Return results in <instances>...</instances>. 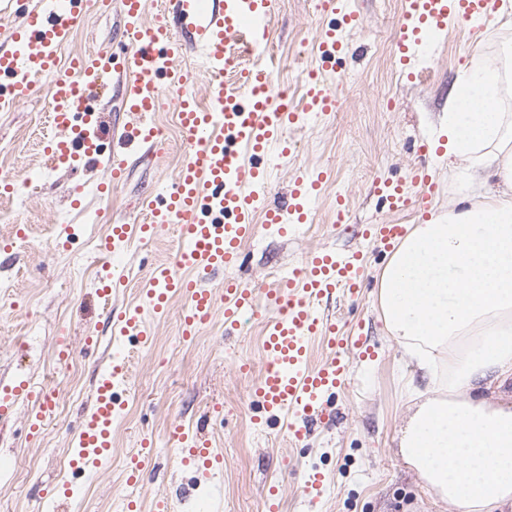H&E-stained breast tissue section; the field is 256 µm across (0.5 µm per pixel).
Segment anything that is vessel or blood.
Here are the masks:
<instances>
[{
  "label": "vessel or blood",
  "instance_id": "b4317fda",
  "mask_svg": "<svg viewBox=\"0 0 512 512\" xmlns=\"http://www.w3.org/2000/svg\"><path fill=\"white\" fill-rule=\"evenodd\" d=\"M92 0H37L7 46L0 47V107H14L38 90H45L52 120L44 154L49 160L85 166L106 164L97 135L88 126L95 116L87 103L103 74L126 75L124 107L131 120L124 131L133 149L155 152L151 116L164 97L177 104V124L192 151L174 182L160 199L149 201L144 224H115L108 248L126 245L132 234L151 240L159 227L177 225L179 251L172 263L152 270L146 305L160 314L173 296L185 301L182 333L191 337L223 311L224 323L237 328L243 314L261 321L267 365L254 388V397L268 416H287L288 435L301 443L311 425L331 414L330 398L350 376L344 355L347 346L363 349V339L348 341L335 322L321 316L319 306L338 293L353 298L361 291L362 252L337 254L323 248L308 254L301 267L278 279L264 296L241 282L227 280L223 288L206 287L205 279L220 269L234 270L242 262V244L250 239L256 222L275 224L287 234L290 224L307 223L310 201L319 195L327 175H297L288 202L268 200L266 160L271 151L287 154L292 144L285 136L301 117L317 119L335 111L336 92L326 81L335 74L336 60L348 47L347 35L360 24L352 0H322L324 11L338 16L337 24L321 29L317 37L318 66L304 79L301 107L284 104L279 89L262 67L241 66L231 47H261L268 38L273 0H163L160 14L146 22L147 0H119L124 18L125 44L121 59L108 52L84 54L61 65L58 50L70 39L85 6ZM504 0H403L394 44L400 65L409 76L421 75L437 51L436 41L448 26L466 28L477 35L501 14ZM193 52L210 75L208 107H199L188 77L174 62ZM418 185L411 194L410 185ZM435 183L429 167L413 168L409 182L384 181L373 185L393 211L422 206L431 199ZM401 224H369L364 237L392 253L404 237ZM113 333L148 344L150 331L140 310L112 320ZM322 336L329 351L326 361L308 363V341ZM127 374L125 361H113L101 375L93 407L72 439V470L83 472L102 466L112 452V422L116 413L115 385ZM16 398H37L38 408L29 424L31 435L43 430L55 411L50 396L35 397L27 381L12 389ZM169 437L182 467L198 478L214 477L224 469V456L213 448L202 430L174 423Z\"/></svg>",
  "mask_w": 512,
  "mask_h": 512
}]
</instances>
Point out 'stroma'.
Listing matches in <instances>:
<instances>
[{"instance_id": "35a3bbf8", "label": "stroma", "mask_w": 512, "mask_h": 512, "mask_svg": "<svg viewBox=\"0 0 512 512\" xmlns=\"http://www.w3.org/2000/svg\"><path fill=\"white\" fill-rule=\"evenodd\" d=\"M354 4L361 23L350 35L349 52L337 63L335 112L286 130L292 153L271 164L276 201L288 198L297 173L327 171L325 192L312 206L313 221L298 225L287 237L258 228L244 248L245 265L231 275L249 287L268 288L277 275L299 267L306 255L321 248L339 253L360 249L366 255L362 299L333 300L322 304L321 311L341 319L345 335L365 337L372 355L352 360L351 384L332 397L333 417L299 446L281 424L257 420L253 390L266 366L261 324L250 320L228 330L219 312L186 339L177 301L165 316L149 318V345L131 340L124 346L128 374L119 392L125 408L113 425L111 458L89 472H71L69 441L91 410L98 378L113 354L108 312L142 304L151 267L172 260L178 233L176 225L168 224L152 240L135 238L124 246L119 255L125 286L107 304L97 294L106 262L99 243L110 225L142 222L144 201L165 191L189 152L171 102L152 116L154 125L169 130L159 152L120 149L117 141L129 117L120 84L105 77L89 105L97 115L103 151L124 163L126 175L104 199L97 186L108 181L107 171L57 168L43 156L44 94L0 110V172L30 183L22 205L0 196V210L9 213L8 222H0V241L13 245L11 252L0 253V282L8 285L15 303L14 308H0V390L27 377L35 388L53 391L56 402L39 438L28 436L29 401L19 400L0 422V512H52L42 492L63 483L75 488L68 512H121L130 496L139 500L142 512H152L160 496L168 497L171 512H265L273 485L280 512H455L423 493L397 452L394 437L425 384L411 380L413 366L405 349L385 331L377 275L387 256L366 243L358 228L414 223L412 213L393 214L374 194L373 183L409 176L419 161L418 138L442 136L448 95L459 77L479 61L496 60L501 46L512 45V26L495 22L477 40L465 30L449 28L428 71L411 82L399 76L393 54L401 0ZM330 21L320 0H275L267 43L242 61L268 68L277 84L288 87L293 102H300L303 74L317 64L318 32ZM123 41L118 8L95 6L85 12L60 57L67 63L82 53L116 54ZM339 195L348 200L341 225L333 211ZM76 196L81 199L77 207L72 204ZM20 225L28 236L22 249L14 245ZM66 228L72 235L64 248L58 241ZM88 335L96 338L95 348H85ZM244 361L250 363V373L240 372ZM217 404L223 407L219 417L212 413ZM176 421L205 426L224 456L223 475L200 488L193 504L181 498L191 475L182 469L167 435ZM146 433L154 439L151 458L142 479L131 487L126 462L139 451ZM315 469L329 481L311 505L302 485Z\"/></svg>"}]
</instances>
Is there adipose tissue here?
I'll return each instance as SVG.
<instances>
[{"label":"adipose tissue","mask_w":512,"mask_h":512,"mask_svg":"<svg viewBox=\"0 0 512 512\" xmlns=\"http://www.w3.org/2000/svg\"><path fill=\"white\" fill-rule=\"evenodd\" d=\"M510 83L484 70L449 95L468 192L411 225L379 276L385 329L426 387L400 455L459 512H512V114L493 103Z\"/></svg>","instance_id":"adipose-tissue-1"}]
</instances>
